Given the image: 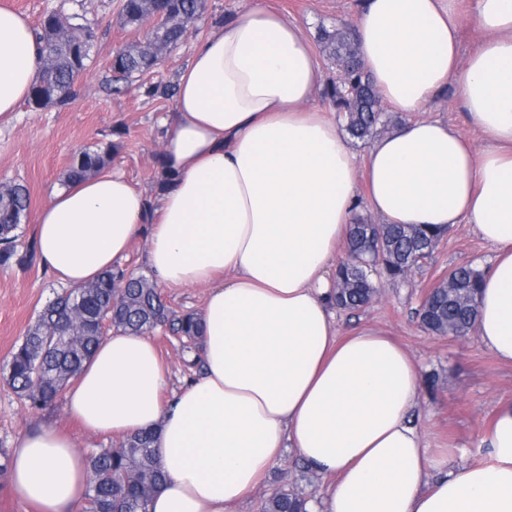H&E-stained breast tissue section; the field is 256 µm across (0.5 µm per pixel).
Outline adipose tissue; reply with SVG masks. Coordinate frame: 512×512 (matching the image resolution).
<instances>
[{
    "instance_id": "1",
    "label": "adipose tissue",
    "mask_w": 512,
    "mask_h": 512,
    "mask_svg": "<svg viewBox=\"0 0 512 512\" xmlns=\"http://www.w3.org/2000/svg\"><path fill=\"white\" fill-rule=\"evenodd\" d=\"M461 2L363 0V64L409 116L365 157L313 107L323 71L299 27L256 7L216 27L182 71L156 200L104 171L41 213L38 255L65 285L96 279L144 235L159 284L208 288L195 379L164 396L150 339L113 331L65 396L88 433L156 432L165 480L149 512H234L288 448L329 479L309 512H512V403L497 407L487 461L450 464L413 422L411 355L379 329L339 336L330 302L359 203L382 224L471 225L495 250L474 330L512 365V0H473L483 37L466 56ZM40 65L27 19L0 9V118ZM451 85L481 150L445 121L410 118ZM88 481L63 430L14 439L10 490L35 512H80Z\"/></svg>"
}]
</instances>
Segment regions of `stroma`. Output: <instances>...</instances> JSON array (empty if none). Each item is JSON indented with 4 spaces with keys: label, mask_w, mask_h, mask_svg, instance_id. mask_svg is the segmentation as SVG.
I'll return each instance as SVG.
<instances>
[{
    "label": "stroma",
    "mask_w": 512,
    "mask_h": 512,
    "mask_svg": "<svg viewBox=\"0 0 512 512\" xmlns=\"http://www.w3.org/2000/svg\"><path fill=\"white\" fill-rule=\"evenodd\" d=\"M361 0H206L203 14L190 26L187 39L173 49L153 73L124 84L114 92L110 61L115 49L146 40L148 26L125 25L122 0H0V8L25 14L32 26L56 12L91 25L97 41L73 101L64 107L39 108L23 103L0 121V182L27 187L30 206L22 221L24 238L35 232L40 211L49 204L72 158L86 149L117 143L111 167L123 173L148 197L158 193L162 171L158 159L167 129L162 123L173 100L149 98V83L177 82L196 45L228 18L263 6L299 26L316 39L319 26L350 22ZM457 127L474 147H482L480 133L465 120L455 87H448L426 113ZM492 245L467 224L452 226L438 247L416 270L409 283L383 282L380 295L364 309L336 314L340 334L365 326L386 331L416 360L421 385L414 422L429 448L448 450L453 461L479 462L487 458L485 442L498 402L512 400V366L500 363L475 334L439 336L425 331L416 310L422 291L445 277L449 269L470 265L488 269ZM61 283L41 263L0 267V367L20 343L41 308L60 290ZM48 423L69 432L81 453L99 446H116L120 436H93L67 416L63 402L32 410L10 389L0 385V446L11 448L15 436L28 425ZM326 478L305 471L295 451H286L265 487L241 503L238 512H260L264 498L280 489L296 488L322 497Z\"/></svg>",
    "instance_id": "obj_1"
}]
</instances>
